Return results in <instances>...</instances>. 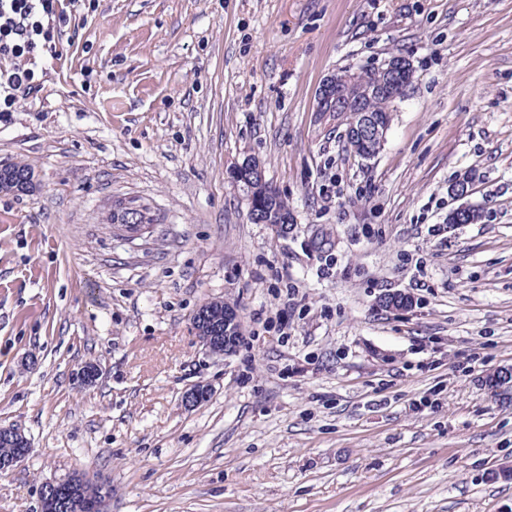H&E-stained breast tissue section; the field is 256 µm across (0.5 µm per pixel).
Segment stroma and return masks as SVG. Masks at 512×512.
<instances>
[{
  "label": "stroma",
  "instance_id": "35a3bbf8",
  "mask_svg": "<svg viewBox=\"0 0 512 512\" xmlns=\"http://www.w3.org/2000/svg\"><path fill=\"white\" fill-rule=\"evenodd\" d=\"M65 35L0 122L34 175L0 191V424L31 442L0 512L74 471L108 512H512V404L481 384L512 365V0H95ZM397 53L415 79L365 166L315 93ZM246 152L288 233L229 182ZM464 178L483 217L452 227ZM129 197L162 219L131 244ZM212 299L228 358L192 328ZM268 183L254 185L250 203L248 196H245L244 199L255 214L268 220L269 224H272L277 231L285 232L288 230V224H284V221L289 224L294 223L292 209L288 199L279 190H271ZM127 204L138 209L141 224H139V219L131 208H126L125 205L118 206L113 212L115 216L113 229L116 237L133 242V240L144 234L145 224H160L158 215L149 203L134 198L128 200ZM220 324V336H216L214 327ZM239 319L236 305L224 300H211L202 304L193 316V329L204 349L213 355L229 357L236 352V341L233 336H225V329ZM224 333V336H223Z\"/></svg>",
  "mask_w": 512,
  "mask_h": 512
}]
</instances>
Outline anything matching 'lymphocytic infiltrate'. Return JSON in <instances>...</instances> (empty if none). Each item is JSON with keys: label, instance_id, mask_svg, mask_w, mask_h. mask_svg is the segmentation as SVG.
Here are the masks:
<instances>
[{"label": "lymphocytic infiltrate", "instance_id": "1", "mask_svg": "<svg viewBox=\"0 0 512 512\" xmlns=\"http://www.w3.org/2000/svg\"><path fill=\"white\" fill-rule=\"evenodd\" d=\"M88 0H0V119L41 90L44 57L58 56L57 37L82 16Z\"/></svg>", "mask_w": 512, "mask_h": 512}]
</instances>
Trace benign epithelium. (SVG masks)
I'll use <instances>...</instances> for the list:
<instances>
[{"label":"benign epithelium","mask_w":512,"mask_h":512,"mask_svg":"<svg viewBox=\"0 0 512 512\" xmlns=\"http://www.w3.org/2000/svg\"><path fill=\"white\" fill-rule=\"evenodd\" d=\"M414 79V69L409 59L395 56L388 60L386 77L377 84L360 91L357 98V107L352 109L354 119L347 127L348 144L355 146H370L371 156H377L383 149L389 125L377 121L372 113L368 112L363 101L381 93H389L398 85L408 88ZM349 85L346 75L329 74L319 85L315 94V120L319 124L332 121V111L345 112V87ZM230 177L241 181V189L246 191L252 183L266 181L265 169L254 156L243 153L236 159L235 166L228 170ZM470 195L469 186L463 185L454 188L452 196L460 201L459 206L453 209L449 216L452 223L466 219L473 208L466 198ZM113 229L116 237L133 241L144 234L145 227L139 223L137 215L132 209L121 205L114 210ZM239 319V310L236 305L224 300H211L202 304L193 316V329L204 349L213 354L228 357L236 352V341L232 336H218L214 332V325L224 321V326ZM100 366L96 362H87L76 372L78 382L89 385L98 379ZM489 393L498 399L512 401V367L500 369L491 380L485 382ZM211 388L200 383L188 390L183 402L187 407H195L204 402L210 395ZM0 440L17 448V451L0 458V471L12 470L22 463L29 453L30 442L25 433L14 425L0 426ZM59 481L45 482L41 486L39 497V512H55L58 503L55 496V487Z\"/></svg>","instance_id":"benign-epithelium-1"}]
</instances>
